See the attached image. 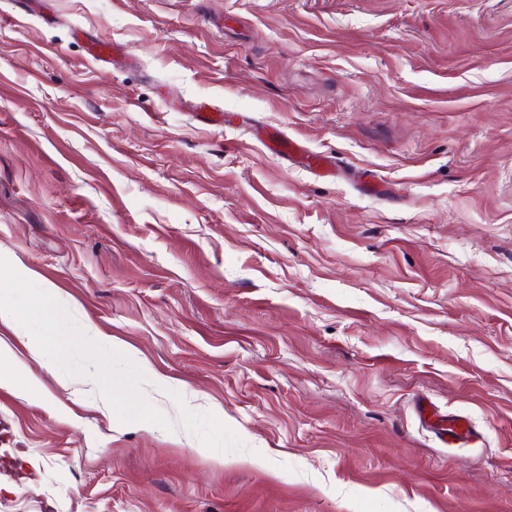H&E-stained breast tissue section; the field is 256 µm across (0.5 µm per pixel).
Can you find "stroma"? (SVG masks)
<instances>
[{
	"label": "stroma",
	"mask_w": 512,
	"mask_h": 512,
	"mask_svg": "<svg viewBox=\"0 0 512 512\" xmlns=\"http://www.w3.org/2000/svg\"><path fill=\"white\" fill-rule=\"evenodd\" d=\"M0 298V512H512V0H0ZM262 143L269 153L280 159L303 157L307 154L300 140L282 134L267 133ZM439 430L440 440L446 445L466 442L477 435L475 429L461 416L448 418L440 426Z\"/></svg>",
	"instance_id": "obj_1"
}]
</instances>
